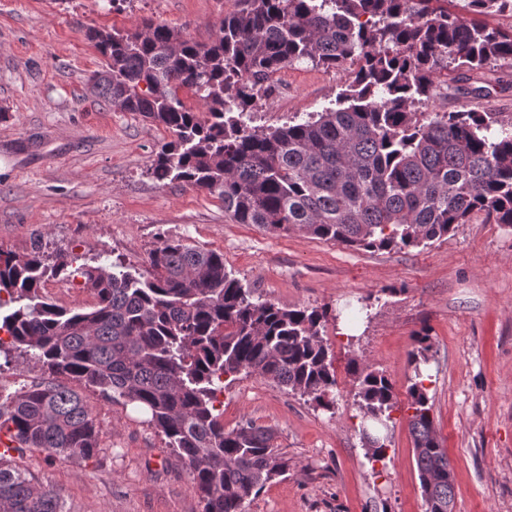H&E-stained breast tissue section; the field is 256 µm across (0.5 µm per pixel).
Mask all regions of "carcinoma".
<instances>
[{"mask_svg":"<svg viewBox=\"0 0 512 512\" xmlns=\"http://www.w3.org/2000/svg\"><path fill=\"white\" fill-rule=\"evenodd\" d=\"M465 9L448 10V0H236L209 43L151 21L135 32L90 31L106 62L90 82L105 101L170 133L152 164L157 181L207 192L236 224L363 250L425 247L475 213L512 227V127L492 134L494 112L419 111L443 95L442 71L466 82L512 58V33L472 20L512 12V0H466ZM304 60L349 73L336 108L268 130L241 121L273 74ZM184 89L206 112L185 104ZM49 279L81 280L95 304L53 303L43 294ZM10 303L18 307L0 314L10 336L0 354L34 352L49 379L0 403V432L48 461L90 460L100 431L69 383L136 404L186 468L202 512H246L289 468L270 429H224L215 402L226 379L258 374L334 409L327 311L256 300L225 270L224 255L183 239L163 240L133 271L53 259L36 244L24 254L0 249V310ZM416 343L407 389L415 461L426 512H448L452 471L424 384L429 336ZM348 371L361 417L383 436L368 458L382 462L393 385L355 359ZM0 512L66 508L53 488L0 456Z\"/></svg>","mask_w":512,"mask_h":512,"instance_id":"cac0c4a2","label":"carcinoma"}]
</instances>
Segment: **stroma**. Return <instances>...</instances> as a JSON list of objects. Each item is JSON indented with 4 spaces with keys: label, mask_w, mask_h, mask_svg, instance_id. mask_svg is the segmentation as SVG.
<instances>
[{
    "label": "stroma",
    "mask_w": 512,
    "mask_h": 512,
    "mask_svg": "<svg viewBox=\"0 0 512 512\" xmlns=\"http://www.w3.org/2000/svg\"><path fill=\"white\" fill-rule=\"evenodd\" d=\"M235 0H0V249L77 255L91 265L144 268L166 238L222 253L224 267L256 297L328 312L323 336L336 368V405L252 374L225 384L224 428H270L286 476L247 512H425L407 388L414 336L427 331L434 423L453 467L454 512H512V227L483 214L425 248L356 250L301 231L273 234L237 224L218 199L151 165L170 134L96 97L87 79L105 62L87 33L132 31L150 20L211 41ZM483 98H439L432 112L498 113L512 121V59L478 72ZM342 69L302 61L277 72L250 116L260 129L335 107ZM358 358L394 386L390 447L375 473L360 436ZM9 394L45 379L34 355L0 365ZM100 429L97 458L15 462L53 486L67 512H202L196 486L147 421L123 401L86 391Z\"/></svg>",
    "instance_id": "stroma-1"
}]
</instances>
